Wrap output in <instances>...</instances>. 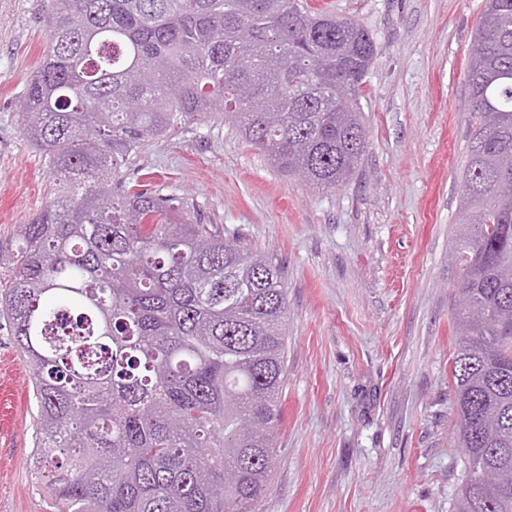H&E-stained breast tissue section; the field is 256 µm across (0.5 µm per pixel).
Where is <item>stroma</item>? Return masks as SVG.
Returning a JSON list of instances; mask_svg holds the SVG:
<instances>
[{
	"mask_svg": "<svg viewBox=\"0 0 512 512\" xmlns=\"http://www.w3.org/2000/svg\"><path fill=\"white\" fill-rule=\"evenodd\" d=\"M374 34L368 148L331 191L288 177L222 115L132 160L204 223L266 255L288 297L286 381L270 491L256 512H452L456 338L449 268L466 161V67L484 0H308ZM48 30L41 0H0V242L46 202L21 129ZM30 374L0 327V512H58L30 465Z\"/></svg>",
	"mask_w": 512,
	"mask_h": 512,
	"instance_id": "1",
	"label": "stroma"
}]
</instances>
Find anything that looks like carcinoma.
<instances>
[{"instance_id": "1", "label": "carcinoma", "mask_w": 512, "mask_h": 512, "mask_svg": "<svg viewBox=\"0 0 512 512\" xmlns=\"http://www.w3.org/2000/svg\"><path fill=\"white\" fill-rule=\"evenodd\" d=\"M22 122L53 184L0 245V321L32 372L34 469L59 512H255L285 382L279 267L123 174L220 112L279 171L333 190L367 147L369 29L304 0H44ZM468 162L450 447L453 512H512V0H485Z\"/></svg>"}]
</instances>
